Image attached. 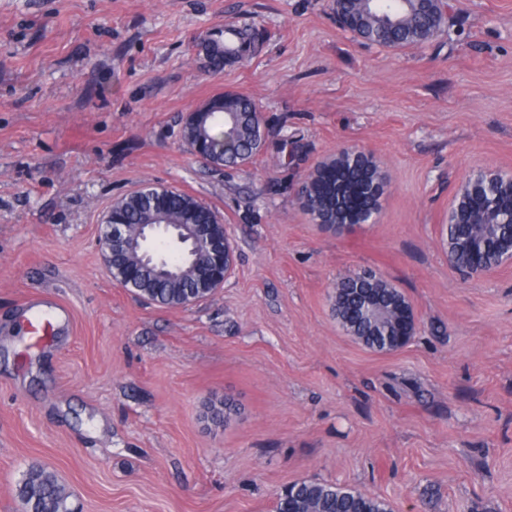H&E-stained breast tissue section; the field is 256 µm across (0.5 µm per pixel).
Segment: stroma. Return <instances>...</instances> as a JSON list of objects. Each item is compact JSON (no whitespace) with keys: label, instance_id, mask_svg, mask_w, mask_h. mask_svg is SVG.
Here are the masks:
<instances>
[{"label":"stroma","instance_id":"stroma-1","mask_svg":"<svg viewBox=\"0 0 512 512\" xmlns=\"http://www.w3.org/2000/svg\"><path fill=\"white\" fill-rule=\"evenodd\" d=\"M447 3L444 34L388 50L335 0H0V512L35 465L70 512H274L305 480L393 512H512V262L464 276L446 229L471 177L512 175V0ZM227 24L261 39L216 70ZM225 92L270 132L243 167L181 138ZM347 147L388 190L336 234L296 188ZM146 183L230 227L236 269L204 302L146 304L106 271L103 215ZM364 268L413 308L401 350L332 312Z\"/></svg>","mask_w":512,"mask_h":512}]
</instances>
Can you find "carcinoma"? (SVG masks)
I'll return each instance as SVG.
<instances>
[{"instance_id":"carcinoma-1","label":"carcinoma","mask_w":512,"mask_h":512,"mask_svg":"<svg viewBox=\"0 0 512 512\" xmlns=\"http://www.w3.org/2000/svg\"><path fill=\"white\" fill-rule=\"evenodd\" d=\"M336 14L343 28L365 31L366 41L382 48L422 43L441 30L445 21L432 0H336ZM211 64L220 68L246 52L241 31L226 27L207 42ZM267 131L260 113L242 95L211 99L196 110L194 121L184 125L183 142L190 151L204 147L218 154L215 164L252 159ZM384 182L375 162L365 153L340 151L321 164L318 176L307 178L297 193L300 204L314 222L346 213L355 224L379 213L381 202L371 188ZM123 223H147L155 208L152 197L136 191L114 204ZM162 207L169 224H216L211 207L177 190H165ZM451 237L465 240L469 249L456 256V265H468L473 253L491 244L512 247V176H501L488 187L470 179L459 194L450 218ZM146 295L159 305L171 307L195 287L193 273L182 258L173 255L141 267ZM409 305L405 295L381 275L352 273L335 285L333 310L347 332L365 336H396L397 310ZM25 512H67V493L56 475L42 467L31 468L19 488ZM276 512H391L382 499L317 481H302L278 496Z\"/></svg>"}]
</instances>
